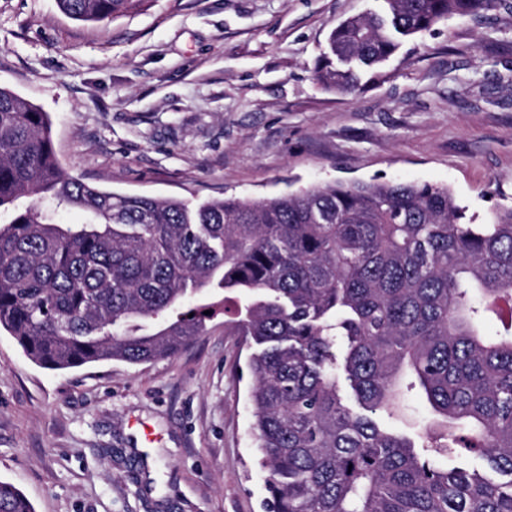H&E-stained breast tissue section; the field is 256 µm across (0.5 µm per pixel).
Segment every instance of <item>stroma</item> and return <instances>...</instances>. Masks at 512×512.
<instances>
[{
	"instance_id": "stroma-1",
	"label": "stroma",
	"mask_w": 512,
	"mask_h": 512,
	"mask_svg": "<svg viewBox=\"0 0 512 512\" xmlns=\"http://www.w3.org/2000/svg\"><path fill=\"white\" fill-rule=\"evenodd\" d=\"M378 0H147L84 23L0 0V86L50 116L62 169L157 198L263 199L375 178L512 206V11L407 39L383 81L322 89L336 24ZM250 351L216 317L175 355L55 371L0 332V480L35 512H265Z\"/></svg>"
}]
</instances>
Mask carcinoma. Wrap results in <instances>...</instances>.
I'll return each mask as SVG.
<instances>
[{"label": "carcinoma", "instance_id": "obj_1", "mask_svg": "<svg viewBox=\"0 0 512 512\" xmlns=\"http://www.w3.org/2000/svg\"><path fill=\"white\" fill-rule=\"evenodd\" d=\"M143 2L57 5L101 22ZM380 2L330 32L320 87L353 93L403 39L512 7ZM61 209L88 223H57ZM0 213V331L41 367L149 363L232 317L255 347L272 512H512V486L446 463L512 477V207L474 224L448 187L403 182L206 202L106 191L63 172L47 113L0 87ZM411 396L431 412L413 438L384 424ZM0 512L34 509L0 481Z\"/></svg>", "mask_w": 512, "mask_h": 512}]
</instances>
